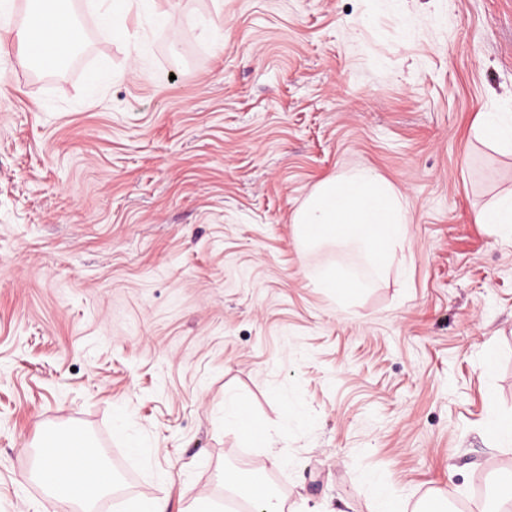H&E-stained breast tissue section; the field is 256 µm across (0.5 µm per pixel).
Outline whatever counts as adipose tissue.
Returning a JSON list of instances; mask_svg holds the SVG:
<instances>
[{
  "label": "adipose tissue",
  "instance_id": "ef3b65f1",
  "mask_svg": "<svg viewBox=\"0 0 512 512\" xmlns=\"http://www.w3.org/2000/svg\"><path fill=\"white\" fill-rule=\"evenodd\" d=\"M32 7L21 24L0 20V48L16 47L20 57L39 44L56 59L74 51L81 27L69 12L56 8V0H30ZM303 239L310 244L330 238L359 252L368 274H383L402 261L408 250V210L395 187L373 169L359 166L325 179L309 195L293 217ZM41 472L56 477L58 497L52 505L81 503L82 512H93L96 495L109 484L104 466L86 440L72 435L54 452H41ZM266 466L249 473L228 467L223 472L226 489L243 500L253 512H285L265 481Z\"/></svg>",
  "mask_w": 512,
  "mask_h": 512
}]
</instances>
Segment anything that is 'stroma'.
Segmentation results:
<instances>
[{"label": "stroma", "instance_id": "obj_1", "mask_svg": "<svg viewBox=\"0 0 512 512\" xmlns=\"http://www.w3.org/2000/svg\"><path fill=\"white\" fill-rule=\"evenodd\" d=\"M171 6L175 29L125 0L140 72L93 93L130 61L89 0L71 60L0 54V512L47 503L48 432L114 475L95 512H238L220 474L260 461L288 512H370L379 485L418 512L448 483L450 512H502L512 240L471 215L512 188L479 125L512 113V0ZM355 166L404 197L410 249L339 294L317 273L359 255L302 247L293 217ZM244 408L240 401L233 398L225 399L224 424L233 431L249 436L250 429L243 420Z\"/></svg>", "mask_w": 512, "mask_h": 512}]
</instances>
